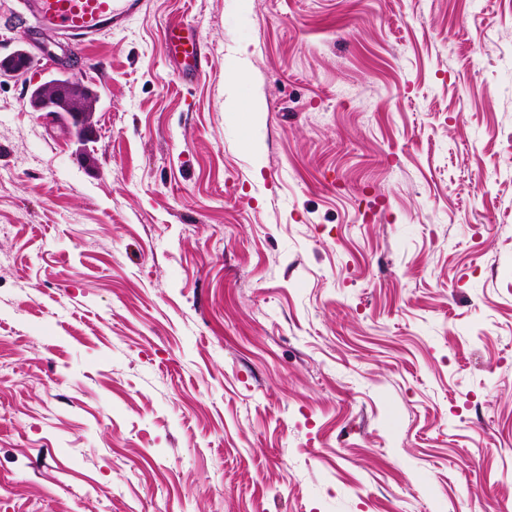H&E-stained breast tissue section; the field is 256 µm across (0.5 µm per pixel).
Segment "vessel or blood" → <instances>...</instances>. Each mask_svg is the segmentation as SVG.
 I'll list each match as a JSON object with an SVG mask.
<instances>
[{
    "instance_id": "vessel-or-blood-1",
    "label": "vessel or blood",
    "mask_w": 512,
    "mask_h": 512,
    "mask_svg": "<svg viewBox=\"0 0 512 512\" xmlns=\"http://www.w3.org/2000/svg\"><path fill=\"white\" fill-rule=\"evenodd\" d=\"M34 29L48 39L63 37L85 45L111 32L140 6V0H21ZM166 47L186 66L201 67L207 58L189 21L178 16L165 30Z\"/></svg>"
}]
</instances>
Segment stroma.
I'll list each match as a JSON object with an SVG mask.
<instances>
[{"instance_id":"1","label":"stroma","mask_w":512,"mask_h":512,"mask_svg":"<svg viewBox=\"0 0 512 512\" xmlns=\"http://www.w3.org/2000/svg\"><path fill=\"white\" fill-rule=\"evenodd\" d=\"M28 26L0 0V512H512V0ZM59 72L88 145L29 105ZM164 37L169 53L176 57L180 56L186 66L198 68L207 63V57L200 48L196 33L183 15L169 21ZM32 64V58L25 49H17L0 62L1 76L20 75ZM65 82L52 79L34 88L37 93L41 110L57 116V106H64L79 122L85 124L95 120L99 99L86 89V85L71 77H65ZM66 109H60L57 116L61 120L72 122L74 117Z\"/></svg>"}]
</instances>
